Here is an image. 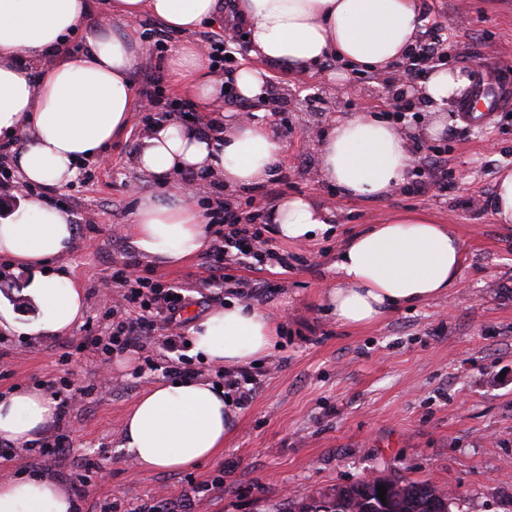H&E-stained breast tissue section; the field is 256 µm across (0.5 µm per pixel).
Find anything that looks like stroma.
Returning <instances> with one entry per match:
<instances>
[{"mask_svg": "<svg viewBox=\"0 0 512 512\" xmlns=\"http://www.w3.org/2000/svg\"><path fill=\"white\" fill-rule=\"evenodd\" d=\"M430 21L447 34V66L472 82L492 77L512 87V0H429ZM91 29H112L139 43L133 72L136 100L162 97L191 102L174 119L206 124L211 114L173 81L170 57L200 34L173 32L156 47L154 17L116 22L109 0H93ZM340 63H316L294 74L274 66V105L251 111L274 125L284 149L274 177H287V196H305L333 211V228L304 243L279 241L299 257L289 270L242 265L234 274L258 285L254 305L272 317L278 342L259 365L241 369L253 384L224 449L196 468L178 473L141 472L118 448L126 410L150 385L168 381V369L189 356L201 377L224 383L217 367L190 357L188 347L164 348L168 331L157 328L140 352L111 359L80 350L86 327L107 331L104 312L118 290L112 270L127 260L162 286L182 288L188 299L182 321L193 323L233 297L212 280L204 254L164 267L141 256L130 234L112 236L130 222L140 196L167 195V186L140 173L133 157L143 137L141 111L128 132L86 163L51 202L68 207L77 246L56 267L82 288L83 324L71 335L24 341L0 333V391L43 387L54 380L85 390L59 416L46 446L63 441L62 454L21 451L0 471L49 473L67 490L86 467H100L79 512H283L288 502L331 492L364 478L400 476L430 480L454 496L452 512H512V224L497 223L489 208L498 172L512 167V105L463 124L457 106L445 107L444 129L430 134L434 114L421 104L405 128L421 155L448 152V188L409 169L392 194L351 199L316 176L320 132L358 114L386 115L391 94L370 73L346 72L361 92L337 98ZM346 78V79H347ZM426 186L414 193L415 183ZM424 213L448 225L463 242L456 284L436 299L402 308L361 327L339 323L324 306V288L336 280L337 255L351 235L385 217ZM28 276L0 258V297L20 322L37 312L27 297Z\"/></svg>", "mask_w": 512, "mask_h": 512, "instance_id": "1", "label": "stroma"}]
</instances>
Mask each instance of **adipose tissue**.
Listing matches in <instances>:
<instances>
[{"label": "adipose tissue", "mask_w": 512, "mask_h": 512, "mask_svg": "<svg viewBox=\"0 0 512 512\" xmlns=\"http://www.w3.org/2000/svg\"><path fill=\"white\" fill-rule=\"evenodd\" d=\"M222 0H110L113 17L150 14L184 34L213 20ZM248 31L252 56L306 70L333 55L350 66L383 74L417 42L423 25L419 0H234ZM89 0H0V142L23 139L15 165L23 184L60 188L128 128L134 108L132 74L138 56L130 38L109 31L86 37L81 53H65L66 34L84 28ZM65 57L43 69L40 59ZM174 80L188 82L200 104L212 106L224 82L211 74L201 48L182 46L169 62ZM470 79L461 70L433 68L421 95L440 108ZM214 135L165 119L153 124L135 155L137 169L170 186L163 198L142 197L129 230L137 250L178 266L209 243L207 218L193 192L174 187L187 173L215 177L235 190L265 182L283 146L263 121H225ZM319 178L350 198L383 197L404 180L411 157L402 129L392 121L356 115L337 121L319 147ZM333 215L310 198L295 196L270 212L275 233L291 242L327 232ZM76 243L66 207L39 197L0 217V256L31 273L28 290L39 308L28 324L0 307V329L26 337L65 336L81 323V288L47 271ZM463 246L447 225L403 213L353 235L336 262L337 280L325 301L338 322L372 324L389 313L443 296L456 283ZM189 352L218 367L246 365L266 355L276 330L258 308L229 302L189 328ZM57 403L40 389L0 395V440L24 448L47 436ZM238 409L224 389L202 379L149 386L122 421L121 450L139 469L177 472L218 455L235 426ZM73 496L46 475L0 477V512H76Z\"/></svg>", "instance_id": "1"}]
</instances>
